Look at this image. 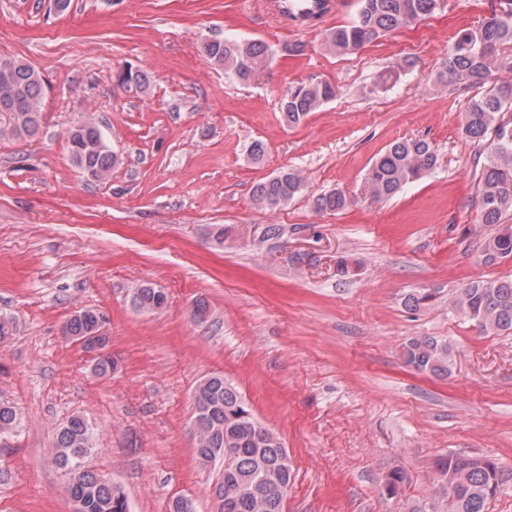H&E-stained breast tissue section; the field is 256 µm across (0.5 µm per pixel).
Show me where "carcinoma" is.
Listing matches in <instances>:
<instances>
[{"label": "carcinoma", "instance_id": "carcinoma-1", "mask_svg": "<svg viewBox=\"0 0 512 512\" xmlns=\"http://www.w3.org/2000/svg\"><path fill=\"white\" fill-rule=\"evenodd\" d=\"M443 0H360L355 20L339 25L326 34L325 44L333 52L354 53L392 32L433 15ZM512 45V0H500V8L476 26L458 30L448 49L439 80L445 83L486 84L498 49ZM205 55L224 74L249 82L268 68L272 51L260 40L224 38L203 45ZM146 75L127 68V78L116 77L123 89L146 88ZM18 90L16 106H0V139H27L41 128L43 80L32 65L21 60L13 68H0V92ZM336 98V87L326 81L296 82L286 89L280 110L284 121L295 126L310 113ZM461 135L483 147L484 163L477 181V198L483 224L496 231L481 244L485 263L494 264L512 256V224L501 223L512 210V84L493 85L486 93L470 100L464 114ZM70 159L89 181L103 182L112 175L118 156L96 126L77 125L68 131ZM438 164L435 148L423 138L400 139L391 143L372 163L365 175L369 196L376 200L393 197L409 183L431 174ZM304 181L292 170L257 182L252 188L254 203L275 209L292 200ZM347 198L336 191L316 199L320 211L344 208ZM164 292L141 285L133 294V305L141 311L165 307ZM452 310L475 323L485 333L512 330V281H469L450 300ZM100 312L84 308L69 318L64 336L80 341L94 336ZM406 363L419 372L447 375L453 366L450 344L432 336H417L404 346ZM116 362L107 352L95 358L93 371L99 376L112 374ZM194 407L203 411L197 425L195 449L198 459L209 464L229 449V468L217 485L219 512H282V502L292 484L293 466L278 436L267 432L254 417L237 388L222 375L201 382L193 393ZM18 414L14 407L0 403V435L15 429ZM94 449L93 429L80 415H74L59 428L51 451L55 461L69 470L66 492L74 512H126L124 494L89 470L84 459ZM437 471L452 477V487L435 491L450 495L448 512H486L490 499L512 484V472L492 458L448 454L435 463Z\"/></svg>", "mask_w": 512, "mask_h": 512}]
</instances>
